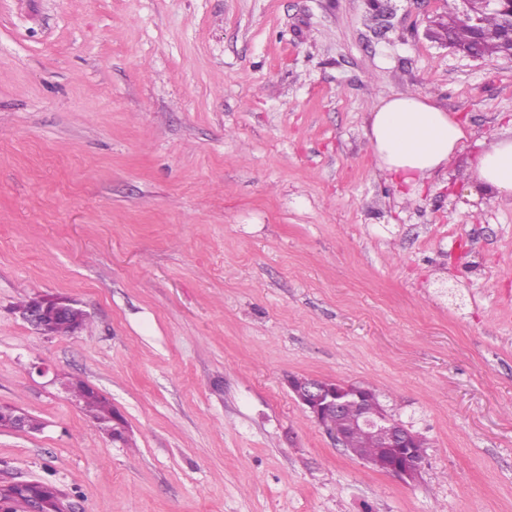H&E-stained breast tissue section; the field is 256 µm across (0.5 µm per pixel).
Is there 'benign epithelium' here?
<instances>
[{"mask_svg":"<svg viewBox=\"0 0 512 512\" xmlns=\"http://www.w3.org/2000/svg\"><path fill=\"white\" fill-rule=\"evenodd\" d=\"M487 8L498 12L506 49L512 58V0H481ZM22 318L40 334H52L57 317L73 320L72 332L80 330L84 312L73 299L64 296L39 295L21 312ZM295 402L336 442L347 445L349 435L357 429H370L377 437L378 451L385 458L382 472L405 483L414 481L423 464L420 436L381 406L377 393L366 385L305 376L288 379ZM0 427L16 433L37 431L31 415L22 408H8L7 421Z\"/></svg>","mask_w":512,"mask_h":512,"instance_id":"obj_1","label":"benign epithelium"}]
</instances>
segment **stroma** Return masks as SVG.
I'll return each mask as SVG.
<instances>
[{"label": "stroma", "mask_w": 512, "mask_h": 512, "mask_svg": "<svg viewBox=\"0 0 512 512\" xmlns=\"http://www.w3.org/2000/svg\"><path fill=\"white\" fill-rule=\"evenodd\" d=\"M446 0H0V482L75 512H512V59L432 39ZM432 96L472 133L410 190L370 114ZM74 299L88 325L17 310ZM47 364V375L34 366ZM106 394L111 441L61 390ZM292 376L372 387L425 442L405 484ZM474 171L488 191L512 196V137H503L476 159ZM29 301L21 302L17 308H24ZM22 318L40 334L49 336L52 334V322L56 317L68 316L73 320V334L86 325L87 318H83L84 312L77 308L73 299L64 296L39 295L31 300L30 305L22 309ZM83 318V319H82ZM31 417L35 426H38L39 419L31 416L24 409L15 406L8 407L7 421L3 423L0 419V429L6 428L12 432L25 434L39 431L42 428V424L39 428L33 427Z\"/></svg>", "instance_id": "obj_1"}]
</instances>
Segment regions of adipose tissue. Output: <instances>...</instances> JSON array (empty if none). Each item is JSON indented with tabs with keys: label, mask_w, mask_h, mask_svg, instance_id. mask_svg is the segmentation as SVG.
<instances>
[{
	"label": "adipose tissue",
	"mask_w": 512,
	"mask_h": 512,
	"mask_svg": "<svg viewBox=\"0 0 512 512\" xmlns=\"http://www.w3.org/2000/svg\"><path fill=\"white\" fill-rule=\"evenodd\" d=\"M369 138L381 170L407 185L445 167L469 141L468 130L431 97L396 94L371 114ZM474 171L486 190L512 195V137L497 140L476 159Z\"/></svg>",
	"instance_id": "adipose-tissue-1"
}]
</instances>
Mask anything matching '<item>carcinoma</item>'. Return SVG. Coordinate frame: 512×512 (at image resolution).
Segmentation results:
<instances>
[{
	"instance_id": "cac0c4a2",
	"label": "carcinoma",
	"mask_w": 512,
	"mask_h": 512,
	"mask_svg": "<svg viewBox=\"0 0 512 512\" xmlns=\"http://www.w3.org/2000/svg\"><path fill=\"white\" fill-rule=\"evenodd\" d=\"M452 6L448 12V21L437 22V29L433 32L435 39L447 41L460 51L474 48L482 58H492L502 53L501 25L499 16L493 12L481 10L474 5V10L466 11L458 6V0H450ZM67 387H77L80 395V407L103 431L108 428H117L112 418L110 406L99 393L91 390L86 384H75L68 378L62 381ZM60 494L52 484L36 481L28 488V494H18L15 498L12 512H26L29 496L51 497Z\"/></svg>"
}]
</instances>
